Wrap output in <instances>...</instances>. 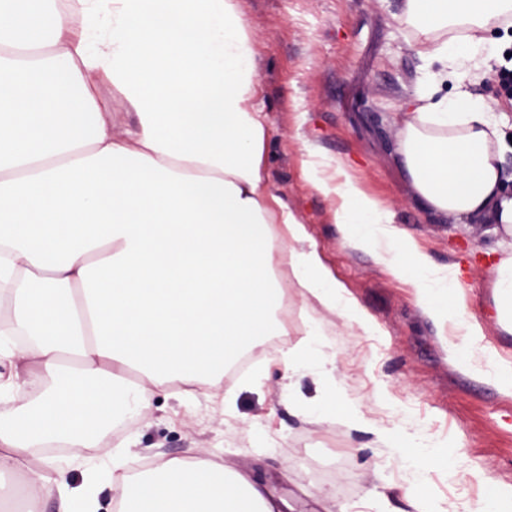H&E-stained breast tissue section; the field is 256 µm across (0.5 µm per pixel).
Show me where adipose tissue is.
<instances>
[{"mask_svg": "<svg viewBox=\"0 0 512 512\" xmlns=\"http://www.w3.org/2000/svg\"><path fill=\"white\" fill-rule=\"evenodd\" d=\"M434 90L404 113L397 154L426 211L489 216L508 236L492 271V311L512 335V125L473 93L485 31L512 0H406ZM259 56L241 0H0V474L23 470L28 512L47 484L61 512H98L45 445H93L118 416L172 389L214 386L225 367L282 332L289 296L370 336L383 331L336 278L287 202L271 189ZM345 244L408 283L449 354L512 393V355L485 342L458 265H435L381 203L344 171L316 172ZM330 376L317 331L288 349ZM303 413L340 415L389 448L428 499L427 469L460 470L459 441L352 415L338 398L289 395ZM116 449L118 512H279L262 487L213 459L172 458L132 474ZM475 507L505 512L512 484L475 473Z\"/></svg>", "mask_w": 512, "mask_h": 512, "instance_id": "adipose-tissue-1", "label": "adipose tissue"}]
</instances>
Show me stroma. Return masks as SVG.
Returning a JSON list of instances; mask_svg holds the SVG:
<instances>
[{"label":"stroma","instance_id":"obj_1","mask_svg":"<svg viewBox=\"0 0 512 512\" xmlns=\"http://www.w3.org/2000/svg\"><path fill=\"white\" fill-rule=\"evenodd\" d=\"M260 58L257 103L268 115L267 173L273 192L306 224L337 279L384 330L388 343L344 326L325 311L290 309L286 342L267 337L255 348L269 370L255 386L235 373L192 394L173 389L156 396L149 411L109 428L91 448H57L72 482L85 466L103 469L94 485L99 512H113L117 494L106 476L113 448L132 439L133 471L160 461L202 453L247 475L288 512H334L336 506L370 505V512H414L405 496L407 474L385 448L338 419L300 413L283 396L285 385L305 399L341 386L355 410L390 425L414 424L441 440L460 439L463 466L448 476L428 468L434 505L477 502L473 471L512 483V395L463 374L448 359L438 330L395 280L363 251L344 245L329 199L309 183L301 160L306 145L341 165L379 200L432 261L460 264L468 311L486 341L512 352V335L489 319L488 286L499 238L491 221L426 213L396 153L401 114L424 90L429 70L414 29L404 18L406 0H242ZM314 324L336 359L335 378L288 370L284 344L304 338ZM388 386L394 401L379 394ZM233 390L232 409L224 407Z\"/></svg>","mask_w":512,"mask_h":512}]
</instances>
